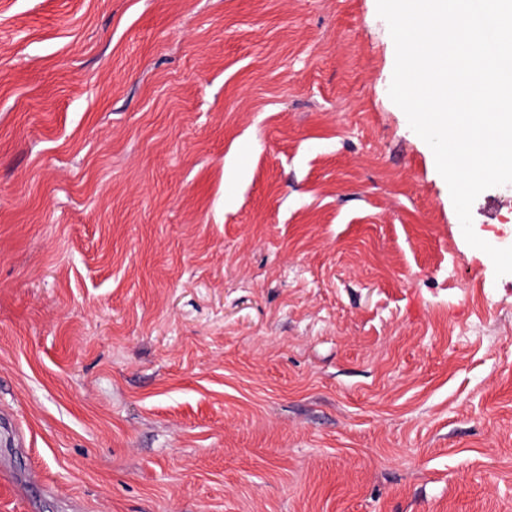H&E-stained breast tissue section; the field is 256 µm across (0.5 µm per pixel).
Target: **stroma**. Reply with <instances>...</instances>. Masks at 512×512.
<instances>
[{"instance_id": "1", "label": "stroma", "mask_w": 512, "mask_h": 512, "mask_svg": "<svg viewBox=\"0 0 512 512\" xmlns=\"http://www.w3.org/2000/svg\"><path fill=\"white\" fill-rule=\"evenodd\" d=\"M394 65L377 0H0V512H512V274Z\"/></svg>"}]
</instances>
